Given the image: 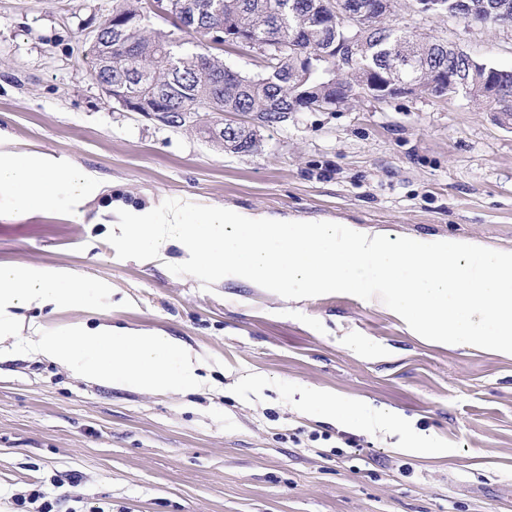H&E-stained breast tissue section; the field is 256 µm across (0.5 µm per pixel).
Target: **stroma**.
<instances>
[{
	"label": "stroma",
	"instance_id": "stroma-1",
	"mask_svg": "<svg viewBox=\"0 0 512 512\" xmlns=\"http://www.w3.org/2000/svg\"><path fill=\"white\" fill-rule=\"evenodd\" d=\"M112 0H0V151H39L92 175L30 215L0 198V263L70 268L112 292L36 313L53 329L109 319L181 340L203 363L192 392L165 395L85 380L27 349L0 357V512L47 494L103 512H512V358L447 349L389 309L345 293L300 301L232 278L204 289L168 260H121L97 223L104 199H168L291 221L453 236L512 250V131L460 98L361 97L293 112L281 126L237 114L257 153H231L191 126L130 112L91 76ZM423 33L512 67V27L439 16ZM263 387L245 389L249 378ZM299 387L367 408L365 427L294 407ZM404 417L416 454L374 421Z\"/></svg>",
	"mask_w": 512,
	"mask_h": 512
}]
</instances>
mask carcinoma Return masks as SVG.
I'll list each match as a JSON object with an SVG mask.
<instances>
[{"instance_id":"cac0c4a2","label":"carcinoma","mask_w":512,"mask_h":512,"mask_svg":"<svg viewBox=\"0 0 512 512\" xmlns=\"http://www.w3.org/2000/svg\"><path fill=\"white\" fill-rule=\"evenodd\" d=\"M328 0H187L186 16L176 28L184 37L152 26L142 0H112L113 24L101 27L94 43L92 72H98L101 49L112 50V84H140L161 97L156 102L161 120L171 127L184 126V115L204 109L213 116L248 112L259 121L278 125L303 103V93L336 95L329 75L317 70L306 74L301 57L316 55L344 39V34L322 25L320 14ZM451 13L484 25H512V0L507 14H487L484 5L492 0H444ZM232 35H243L266 46V66L256 75L231 71V66L212 55L203 41L217 26ZM362 63L375 75L389 71L393 51L407 55L403 78L427 88L437 69L452 67L461 73L483 65L493 69L492 82L505 88L503 101L490 100L469 87L466 99L485 103L493 111L512 113V69L482 63L471 54L448 58V40L415 32V25L390 19L364 32ZM210 142L234 153H253L259 147L254 134L231 135L227 131L198 126Z\"/></svg>"}]
</instances>
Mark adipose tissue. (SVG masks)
<instances>
[{
	"mask_svg": "<svg viewBox=\"0 0 512 512\" xmlns=\"http://www.w3.org/2000/svg\"><path fill=\"white\" fill-rule=\"evenodd\" d=\"M67 183L73 198L97 196L91 177L63 171L56 158L36 152H0V195L14 199L23 210L49 206L58 183ZM108 288L101 280L80 279L66 267L0 264V343L18 337L24 309L57 312L83 305L89 294ZM32 350L84 379L152 393L188 391L203 377L201 365L180 340L159 332L134 331L109 323L76 324L47 330L34 325ZM298 404L317 409L324 421L350 427L363 424L367 413L327 389H302Z\"/></svg>",
	"mask_w": 512,
	"mask_h": 512,
	"instance_id": "adipose-tissue-1",
	"label": "adipose tissue"
}]
</instances>
